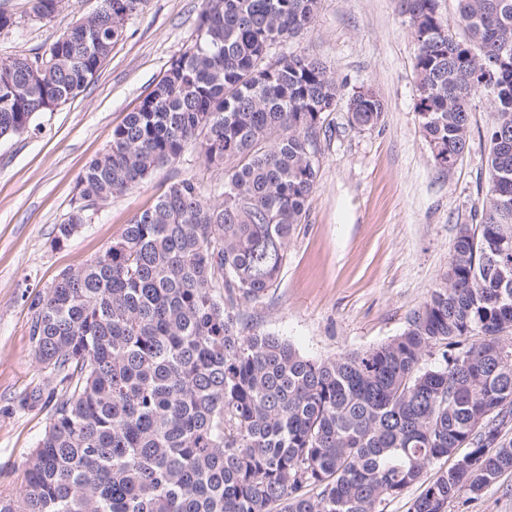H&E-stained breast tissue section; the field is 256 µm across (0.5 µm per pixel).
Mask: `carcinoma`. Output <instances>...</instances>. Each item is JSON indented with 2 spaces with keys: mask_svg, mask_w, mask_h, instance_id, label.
I'll list each match as a JSON object with an SVG mask.
<instances>
[{
  "mask_svg": "<svg viewBox=\"0 0 512 512\" xmlns=\"http://www.w3.org/2000/svg\"><path fill=\"white\" fill-rule=\"evenodd\" d=\"M63 0H31L49 22ZM148 0H100L39 58L0 59V137L77 97ZM318 0H204L194 44L78 177L63 247L97 201L123 195L190 144L224 171L218 200L183 178L102 254L30 301L38 360L63 395L0 512H447L512 471V0H458L469 39L438 33L437 0H400L416 44L418 114L437 165L456 162L475 96L493 105L488 189L448 271L399 336L311 359L253 330L317 178L338 85L316 57L273 48L307 32ZM351 121L375 126L370 90ZM483 418L475 427L477 418ZM435 480V461L462 448Z\"/></svg>",
  "mask_w": 512,
  "mask_h": 512,
  "instance_id": "1",
  "label": "carcinoma"
}]
</instances>
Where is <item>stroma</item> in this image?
Segmentation results:
<instances>
[{"label": "stroma", "instance_id": "35a3bbf8", "mask_svg": "<svg viewBox=\"0 0 512 512\" xmlns=\"http://www.w3.org/2000/svg\"><path fill=\"white\" fill-rule=\"evenodd\" d=\"M99 6L64 0L51 22L28 0H0L14 19L0 33V58L35 57ZM202 0H149L129 17L93 80L74 100L35 117L29 130L0 138V492H15L62 391L37 361L29 298L58 275L101 254L132 217L177 180L194 178L215 199L223 182L195 147L155 170L131 192L92 206L63 248L53 229L71 209L85 165L191 47ZM287 51L319 58L339 96L322 116L317 184L288 261L263 302L242 304L256 331L282 336L324 359L365 351L404 330L448 269L458 225L473 221L488 188L484 136L492 106L477 95L467 150L449 170L435 165L417 114L415 43L398 0H319L307 32ZM369 88L384 103L379 123L354 126L347 100ZM448 512H512V472L480 496L460 488Z\"/></svg>", "mask_w": 512, "mask_h": 512}]
</instances>
